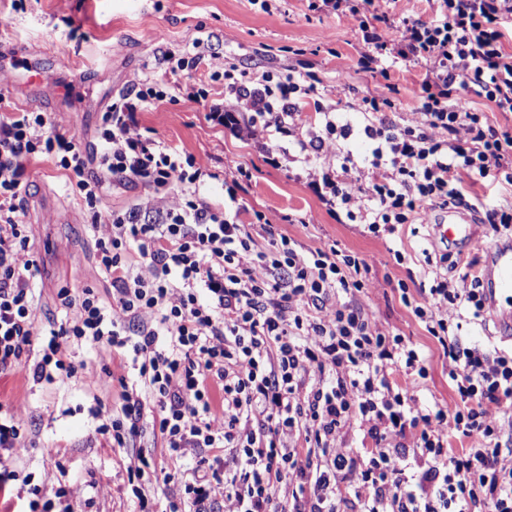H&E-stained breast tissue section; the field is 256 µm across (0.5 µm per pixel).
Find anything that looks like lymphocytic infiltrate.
<instances>
[{
	"label": "lymphocytic infiltrate",
	"mask_w": 512,
	"mask_h": 512,
	"mask_svg": "<svg viewBox=\"0 0 512 512\" xmlns=\"http://www.w3.org/2000/svg\"><path fill=\"white\" fill-rule=\"evenodd\" d=\"M307 2L357 21L363 71L422 69L417 119H392L394 102L378 92L363 99V127L319 103L318 128L294 137L298 95L317 84L296 65L252 77L225 69L229 105L212 106L210 119L259 139L270 164L295 153L327 211L370 233L451 205L482 208L493 231L512 228V197L484 205L477 194L512 186V132L472 104L512 112V0H427L426 13L399 17L394 0ZM167 96V82L132 84L90 143L46 113H0V373L34 352V379L64 382L77 374L69 345L128 353L140 381L124 386L120 416L99 410L96 432L124 448L148 415L171 454L195 456L190 471L164 474L178 488L165 512H340L350 498L360 512H512V352L469 344L443 314L462 306L485 317L478 276L436 272L429 287L401 293L441 345L457 395L420 406L429 359L360 301L367 263L333 245L298 249L260 212L242 223L235 187L224 204L208 202L207 170H187L178 150L139 130L140 112ZM355 134L372 145L362 167L345 147ZM46 157L81 201L112 301L59 289L66 318L41 325L42 265L23 202L26 163ZM128 184L145 194L103 213V196ZM353 429L373 447H338ZM453 434L468 448L454 452Z\"/></svg>",
	"instance_id": "1"
}]
</instances>
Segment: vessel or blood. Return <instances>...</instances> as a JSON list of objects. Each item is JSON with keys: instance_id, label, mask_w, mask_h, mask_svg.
Returning a JSON list of instances; mask_svg holds the SVG:
<instances>
[{"instance_id": "b4317fda", "label": "vessel or blood", "mask_w": 512, "mask_h": 512, "mask_svg": "<svg viewBox=\"0 0 512 512\" xmlns=\"http://www.w3.org/2000/svg\"><path fill=\"white\" fill-rule=\"evenodd\" d=\"M434 234L444 240L468 244L477 237L471 216L459 208L448 209L434 226ZM482 281L488 290L487 311L501 336H512V309L499 304L500 297L512 295V237L493 239L486 248Z\"/></svg>"}]
</instances>
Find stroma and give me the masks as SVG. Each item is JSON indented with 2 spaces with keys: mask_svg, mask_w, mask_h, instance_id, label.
Listing matches in <instances>:
<instances>
[{
  "mask_svg": "<svg viewBox=\"0 0 512 512\" xmlns=\"http://www.w3.org/2000/svg\"><path fill=\"white\" fill-rule=\"evenodd\" d=\"M201 33L210 37L202 63L180 72L175 81L203 87L208 99L196 102L176 94L143 112L141 127L215 172L205 188L209 201L223 202L224 176L246 168L251 177L240 180L238 189L245 204L242 222L260 211L275 235L288 236L302 248L333 244L364 259L370 270L361 301L384 327L405 336L430 359L429 376L416 392L419 404L452 403L455 395L442 349L400 299V285L413 290L427 282L426 259L440 254L431 224H405L394 233L375 235L363 225L339 221L296 179L294 168L270 166L251 142L207 117L210 104L224 101L225 65L259 74L299 64L320 78L323 104L335 106L341 120L353 127H361L365 115L338 100L340 79L360 98L391 82L398 118L414 121L419 69L394 70L386 79L360 70L356 22L313 14L305 0H267L263 5L256 0H23L19 9L12 0H0V113L46 112L58 126L79 128L86 140H93L113 96L145 75L164 78L162 51L181 54ZM63 45L70 52L56 59L54 51ZM35 62L40 84L33 88L26 83L25 67ZM26 176L25 220L43 260L37 320L64 318L58 299L62 288L75 295L93 288L103 301H111V284L98 270L95 239L60 171L42 161L28 164ZM398 251L404 262H396ZM67 353L80 368L63 383L34 380L29 360L0 375V404L24 422L23 440L8 461L20 479L13 484L11 500L0 502V512H27L25 476L47 498L67 489L79 512H135L127 473L133 456L151 457L166 472L193 468L196 460L190 455L172 458L148 428L130 447H111L95 432L99 421L94 410L102 405L119 412L121 387L103 388L96 377L107 369L114 377L132 378L127 357L77 345Z\"/></svg>",
  "mask_w": 512,
  "mask_h": 512,
  "instance_id": "stroma-1",
  "label": "stroma"
}]
</instances>
